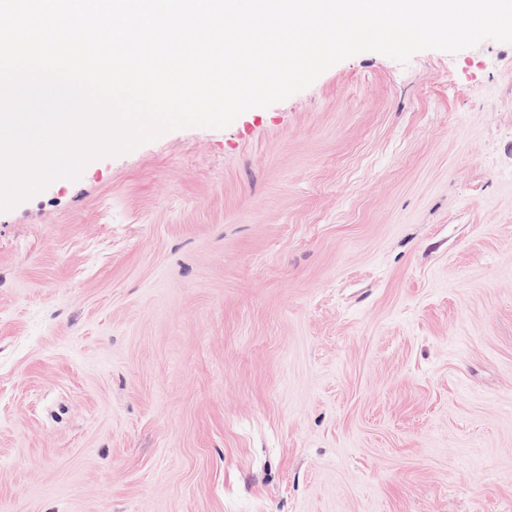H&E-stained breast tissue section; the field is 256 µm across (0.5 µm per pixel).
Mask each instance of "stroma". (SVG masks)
<instances>
[{
    "label": "stroma",
    "instance_id": "35a3bbf8",
    "mask_svg": "<svg viewBox=\"0 0 512 512\" xmlns=\"http://www.w3.org/2000/svg\"><path fill=\"white\" fill-rule=\"evenodd\" d=\"M0 512H512V42L0 211Z\"/></svg>",
    "mask_w": 512,
    "mask_h": 512
}]
</instances>
